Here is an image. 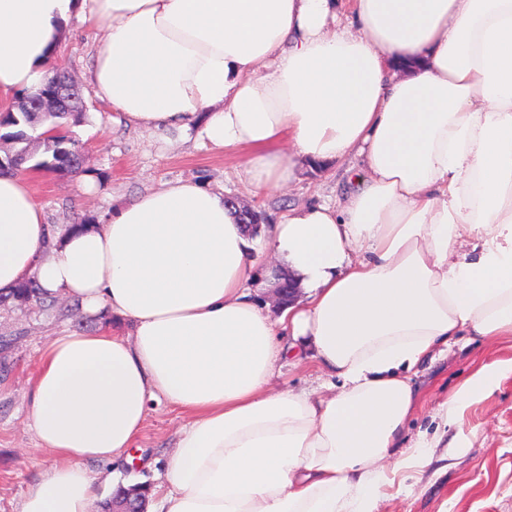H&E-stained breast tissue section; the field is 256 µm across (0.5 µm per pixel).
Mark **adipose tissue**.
I'll return each instance as SVG.
<instances>
[{
  "mask_svg": "<svg viewBox=\"0 0 512 512\" xmlns=\"http://www.w3.org/2000/svg\"><path fill=\"white\" fill-rule=\"evenodd\" d=\"M0 0V109L36 89L72 18L106 31L96 96L143 129L202 121L259 193L312 162L362 160L335 205L253 240L221 193L168 182L104 223L50 230L28 178L0 174V293L109 312L40 354L28 425L54 456L20 512H93L89 460L129 461L151 402L188 422L154 512H378L415 417L410 371L453 336L512 338V0ZM304 299L271 319L262 255ZM309 349L340 388H270ZM512 373L479 367L443 427Z\"/></svg>",
  "mask_w": 512,
  "mask_h": 512,
  "instance_id": "1",
  "label": "adipose tissue"
}]
</instances>
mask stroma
<instances>
[{
    "label": "stroma",
    "instance_id": "35a3bbf8",
    "mask_svg": "<svg viewBox=\"0 0 512 512\" xmlns=\"http://www.w3.org/2000/svg\"><path fill=\"white\" fill-rule=\"evenodd\" d=\"M100 27L72 21L63 34L49 69H65L78 84L85 112L71 133L82 148L76 171L32 172L36 197L46 224L58 229L83 220L97 224L114 206L133 201L162 183L191 180L261 211L277 223L290 207L308 202H338L349 185L345 163L303 167L281 190L258 195L239 172L240 159L208 144L200 127L145 130L128 123L94 93L87 72ZM99 319L80 303L57 297L38 303L0 304V512H18L28 488L52 462L27 426L32 376L41 351L66 332L90 333ZM512 358V339L491 342L451 339L414 369L420 391L417 417L402 441L410 447L419 433L435 434L443 400L475 369ZM334 383L311 353L281 359L270 381L274 391L311 395L331 392ZM186 417L168 402L151 403L133 452L135 465L112 467L97 461L87 467L99 476L101 496L113 483L159 484L175 451ZM422 474L389 488L379 512H512V374L493 392L474 399L460 427L449 429Z\"/></svg>",
    "mask_w": 512,
    "mask_h": 512
}]
</instances>
